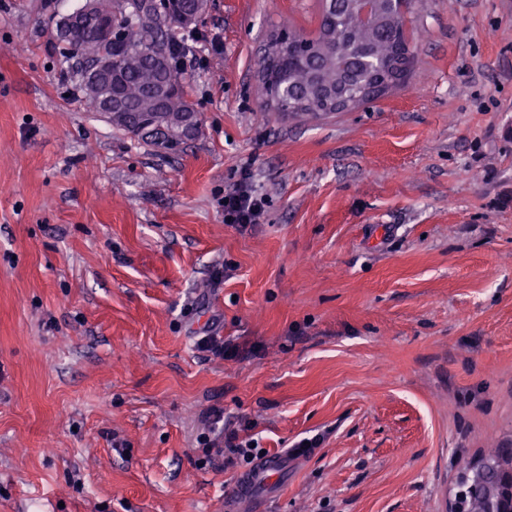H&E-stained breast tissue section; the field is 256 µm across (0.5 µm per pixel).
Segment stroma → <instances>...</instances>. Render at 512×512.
<instances>
[{"label":"stroma","mask_w":512,"mask_h":512,"mask_svg":"<svg viewBox=\"0 0 512 512\" xmlns=\"http://www.w3.org/2000/svg\"><path fill=\"white\" fill-rule=\"evenodd\" d=\"M79 3L0 0V512H449L512 444V0H415L406 84L318 119L257 77L316 0H210L176 151L75 93ZM216 407L271 455L322 442L233 499L195 466ZM247 173L230 192L224 194V221L246 228L248 224L259 223L264 213V199L256 193L248 181Z\"/></svg>","instance_id":"1"}]
</instances>
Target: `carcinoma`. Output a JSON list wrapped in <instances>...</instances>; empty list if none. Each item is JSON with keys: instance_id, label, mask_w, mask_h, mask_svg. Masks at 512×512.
Returning <instances> with one entry per match:
<instances>
[{"instance_id": "cac0c4a2", "label": "carcinoma", "mask_w": 512, "mask_h": 512, "mask_svg": "<svg viewBox=\"0 0 512 512\" xmlns=\"http://www.w3.org/2000/svg\"><path fill=\"white\" fill-rule=\"evenodd\" d=\"M112 8L122 38L107 43L97 36L95 23L69 27L61 18L55 23L56 45L74 61L79 87L97 112L107 86L93 80L90 68L96 56L112 57V71L120 77L112 95L123 101L122 110L112 113V125L174 150L186 143L183 119L197 116L180 69L182 47L175 31H196L209 0H112ZM412 13L413 0H407L403 7L384 6L380 19L370 23L355 11L354 0H318L314 34L283 30L272 40L279 70L277 78L264 83L267 95L285 116L317 117L331 111L328 89L357 96L389 83L394 61L414 69Z\"/></svg>"}]
</instances>
